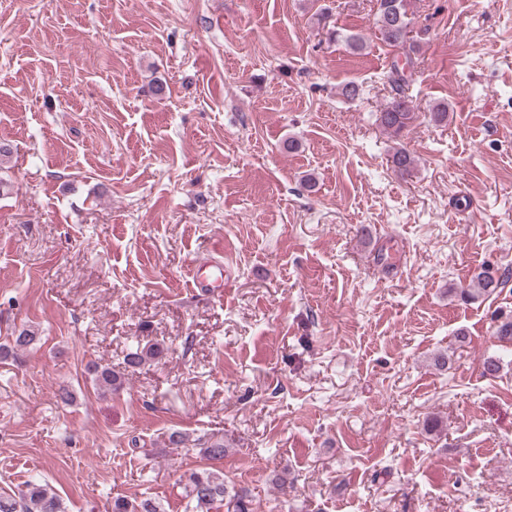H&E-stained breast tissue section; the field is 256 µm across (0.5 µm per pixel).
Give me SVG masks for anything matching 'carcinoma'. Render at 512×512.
Instances as JSON below:
<instances>
[{"instance_id": "obj_1", "label": "carcinoma", "mask_w": 512, "mask_h": 512, "mask_svg": "<svg viewBox=\"0 0 512 512\" xmlns=\"http://www.w3.org/2000/svg\"><path fill=\"white\" fill-rule=\"evenodd\" d=\"M373 25L380 39L388 46L403 51L405 56L415 51L402 35V29L411 24L406 8V0H376ZM412 100L400 93L380 112L381 125L393 136L398 137L412 122ZM394 170L401 175L409 174L415 168L414 157L404 148H398L392 155ZM512 271H503L485 266L475 273L469 283L454 289L460 300L469 302L479 298H489L501 292L509 281ZM494 336L502 346L512 347V316L502 317L494 330ZM37 336L23 329L12 337L6 351L29 348ZM162 354L156 345L137 347L123 358L124 371H117L109 365H96L91 369L96 388L115 391L122 386L124 372L135 370ZM503 365V357L491 355L481 362L482 374L495 378ZM187 512H211L217 503H226L231 512H251V495L248 489L240 488L228 494L224 483V472L213 468L195 469L189 472L186 484ZM0 512H62V504L52 489L37 479L28 481L18 494H0ZM112 512H161V506L153 499L140 501L118 497L112 502Z\"/></svg>"}]
</instances>
